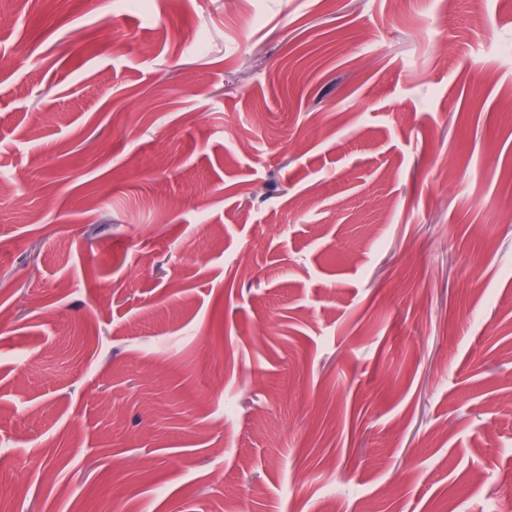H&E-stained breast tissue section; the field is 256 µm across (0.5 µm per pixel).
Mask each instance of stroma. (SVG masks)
I'll list each match as a JSON object with an SVG mask.
<instances>
[{
    "instance_id": "1",
    "label": "stroma",
    "mask_w": 512,
    "mask_h": 512,
    "mask_svg": "<svg viewBox=\"0 0 512 512\" xmlns=\"http://www.w3.org/2000/svg\"><path fill=\"white\" fill-rule=\"evenodd\" d=\"M0 0V512H512V0Z\"/></svg>"
}]
</instances>
